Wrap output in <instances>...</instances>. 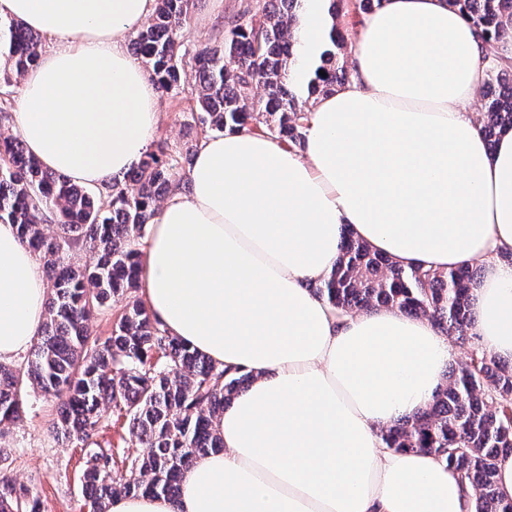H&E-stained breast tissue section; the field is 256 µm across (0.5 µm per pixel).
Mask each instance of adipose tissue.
Here are the masks:
<instances>
[{
  "label": "adipose tissue",
  "mask_w": 512,
  "mask_h": 512,
  "mask_svg": "<svg viewBox=\"0 0 512 512\" xmlns=\"http://www.w3.org/2000/svg\"><path fill=\"white\" fill-rule=\"evenodd\" d=\"M328 0H306L299 87L320 64ZM156 0H0V19L45 36L15 122L29 154L101 188L145 153L158 91L126 40ZM488 47L446 0H384L361 29L348 81L313 104L304 150L248 131L204 139L189 185L150 230L141 282L170 335L250 374L177 499L118 496L109 512H471L443 460L398 451L379 430L427 406L452 359L428 320L383 308L336 316L310 289L341 228L397 264L481 262L480 348L512 360V130L488 145L464 106ZM48 285L16 228L0 223V362L28 351Z\"/></svg>",
  "instance_id": "obj_1"
}]
</instances>
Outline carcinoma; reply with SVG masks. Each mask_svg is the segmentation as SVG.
<instances>
[{"label":"carcinoma","instance_id":"1","mask_svg":"<svg viewBox=\"0 0 512 512\" xmlns=\"http://www.w3.org/2000/svg\"><path fill=\"white\" fill-rule=\"evenodd\" d=\"M472 23L485 43L498 41L512 20V0H446ZM193 0H157L148 25L132 39L161 92L194 76L192 93L201 124L212 131L270 133L288 147L301 144L311 109L299 99L291 71L300 55L297 26L305 0H256L224 24L222 39L187 55L179 31ZM330 47L308 83L309 95L345 84L349 73L333 64L345 46L332 27ZM38 34L18 20L0 21V82L12 85L38 60ZM325 75H320V72ZM511 66L486 71L487 109L479 120L489 144L512 128ZM262 86L265 96L251 91ZM192 148L146 155L107 187L110 209L96 193L44 169L19 136L0 132V222L16 225L23 244L44 260L49 296L41 335L20 366L0 363V424L26 412L21 385L33 381L62 400L58 435L84 440L98 429L100 410L125 413L142 455L111 467L102 453L88 466L85 488L91 512H107L116 495L173 499L184 472L197 457L223 449L214 418L250 383L169 335L139 296L141 240L161 200L186 184ZM56 224L53 235L42 224ZM84 247L90 262L75 269L65 261ZM477 277L470 266L447 271L402 267L372 251L343 228L333 272L309 284L338 313L394 308L431 320L439 331L469 349L466 362L448 371L424 409L397 419L381 433L389 448L422 450L453 466L474 489L473 512H512L499 497L496 472L512 455V362L478 346L473 312ZM122 303L106 338L92 335V320ZM0 512H40L36 499L0 476Z\"/></svg>","mask_w":512,"mask_h":512}]
</instances>
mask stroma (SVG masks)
I'll use <instances>...</instances> for the list:
<instances>
[{
    "instance_id": "stroma-1",
    "label": "stroma",
    "mask_w": 512,
    "mask_h": 512,
    "mask_svg": "<svg viewBox=\"0 0 512 512\" xmlns=\"http://www.w3.org/2000/svg\"><path fill=\"white\" fill-rule=\"evenodd\" d=\"M247 0H222L217 11H208L207 0H196L181 32L188 51L221 39L225 21L246 5ZM159 128L153 143L183 146L188 131L199 128L198 114L190 89L160 96ZM27 412L22 421L0 424V472L36 496L41 512H90L83 492L82 474L92 454L111 450L114 461L139 455L140 448L129 432L126 420L114 408L103 412V428L88 441L62 442L53 423L58 401L45 396L35 385L23 383Z\"/></svg>"
}]
</instances>
